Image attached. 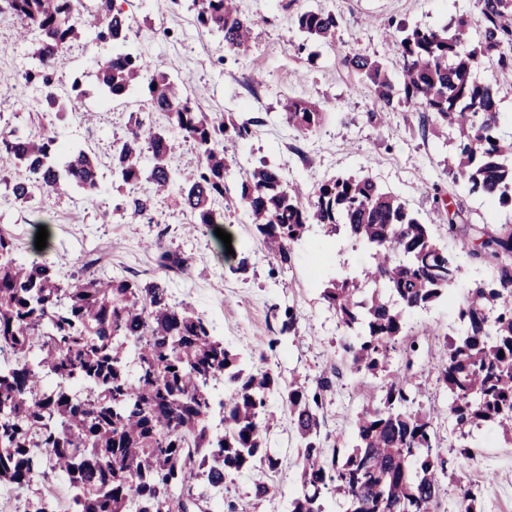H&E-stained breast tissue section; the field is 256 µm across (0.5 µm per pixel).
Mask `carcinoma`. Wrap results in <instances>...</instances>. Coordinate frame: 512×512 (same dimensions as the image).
I'll list each match as a JSON object with an SVG mask.
<instances>
[{
	"mask_svg": "<svg viewBox=\"0 0 512 512\" xmlns=\"http://www.w3.org/2000/svg\"><path fill=\"white\" fill-rule=\"evenodd\" d=\"M197 22L223 34L224 50L239 52L258 20L236 0H191ZM100 0L83 11L81 0H0V14L21 23L20 36L39 34L38 65L24 79L43 90L47 112L75 111L85 95L75 79L59 88L54 64L60 51L87 32L112 44V56L97 63L99 91L119 98L144 87L150 109L193 143L198 161L183 175L170 163L167 133L150 118H138L112 149V176L141 180L152 191L172 193L198 224L223 227L224 179L231 163L224 139L253 135L254 122L212 117L192 106L187 88L139 56L120 51L128 18ZM474 17H461L454 31L414 28L401 40V80L372 57L348 50L341 62L372 88L377 112L388 114L401 100L432 114L435 131L459 133L446 174L469 191L512 209V134L502 131L494 85L473 77L483 59L512 70V0H477ZM297 30L335 45L340 21L322 10L300 13ZM480 38L470 43V30ZM288 126L316 130L323 112L302 99L283 106ZM0 152L16 169L9 182L15 199L74 186L89 196L101 191L96 156L82 148L61 149L57 135L0 132ZM240 203L270 259L286 263L291 244L313 224L345 232L368 255L361 274L328 282L323 298L353 340L343 356L359 374L386 380L382 398L363 407L343 452L325 454L320 441L327 395L336 389L337 368L322 372L316 386L291 382L283 389L270 370L240 367V354L213 335L212 325L189 305H172L160 283L141 285L103 279L96 260L82 263V276L64 284L55 266L19 257L0 235V485L24 488L47 472L68 483L62 506L52 495L26 501L25 512H188L195 488L222 492L231 472L278 461L265 437L277 422L269 402L278 391L288 410L301 462V490L289 512H326L323 495L343 494L347 512H436L446 461L434 430L435 409L418 405L412 380L389 370L397 349L413 356L418 338L407 315L448 297L460 257L479 259L496 271L490 282L468 289L459 307L456 338L435 337L429 370L449 397L459 438L487 424L512 437V221L473 228L458 212L436 210L434 222L458 245H441L394 194L370 176L337 175L323 181L303 206L280 172L267 164L240 184ZM133 218L147 215L150 196L128 202ZM161 266L174 274L187 258L166 250ZM299 317L286 308L269 345L297 333ZM223 383L227 395L216 399Z\"/></svg>",
	"mask_w": 512,
	"mask_h": 512,
	"instance_id": "obj_1",
	"label": "carcinoma"
}]
</instances>
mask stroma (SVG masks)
I'll list each match as a JSON object with an SVG mask.
<instances>
[{
    "label": "stroma",
    "instance_id": "stroma-1",
    "mask_svg": "<svg viewBox=\"0 0 512 512\" xmlns=\"http://www.w3.org/2000/svg\"><path fill=\"white\" fill-rule=\"evenodd\" d=\"M115 5L129 18L128 46L184 83L200 111L256 120L252 138L224 143L232 161L225 180L224 225L234 237L238 257L246 258L247 269L230 271L210 228L195 223L166 198H154L151 221L132 222L127 202L149 194L151 186L145 181L134 187L113 183L112 146L126 137L136 117L150 116L160 127L167 119L149 112L147 96L139 90L121 100L102 101L96 63L109 54V46L80 39L57 58V79L66 85L80 80L87 92L75 112L61 117L40 109V88L23 78L34 64L37 34L21 41L18 22L4 14L0 130L35 135L51 129L68 146L91 151L98 160L102 190L89 198L65 187L24 205L8 190L12 163L0 158V235L12 239L19 256L55 263L64 283L92 258L98 261L100 275L165 283L171 303L190 304L211 321L215 336L247 360H262L281 383L296 379L312 388L322 371L338 368L340 377L328 397L321 428L323 448L332 452L338 437L352 433L357 413L382 395V380L352 372L342 358L340 345L349 333L322 298L328 280L339 273L359 274L367 259L352 250L349 240L327 235L315 225L292 244L290 262L271 261L239 202L241 178L263 162L278 167L284 184L306 202L323 180L369 175L404 201L421 222L431 223L434 236L442 234L431 222L440 206L460 211L466 225L498 223L499 213L487 199L470 195L463 183L448 178L444 162L455 148V137L422 132V112L414 106L376 115L369 86L340 59L342 51L353 49L399 69L403 29L454 26L459 17L476 14V0H238L243 14L262 23L249 46L236 53L225 52L221 34L200 27L188 7L173 6L170 0H116ZM309 9L340 18L341 46H315L297 31V15ZM288 97L323 110L325 119L316 132L304 134L288 126L282 111ZM42 226L48 238L39 250L35 239ZM162 246L187 258L183 274L168 273L159 265ZM493 273L481 261H467L449 299L410 313L408 331L418 335L421 347L431 345L432 335H457L458 309L469 287ZM289 307L300 315L297 333L281 346L269 347L277 326L274 313ZM427 328L432 331L428 337L423 334ZM414 373L417 401L441 408L434 424L447 476L438 512H462L463 488L472 483L480 487L482 512H512V442L496 426L487 425L468 439L472 456L461 455L445 392L422 366H415ZM272 403L280 419L267 438V450L278 461L277 469L267 474L271 494L256 499L253 473L244 470L225 479L223 498L204 496L190 512H222L227 502L234 504L235 512H288L300 485L297 448L280 396H273ZM44 493L66 501L68 484L50 475L20 490L0 487V512H24L27 499Z\"/></svg>",
    "mask_w": 512,
    "mask_h": 512
}]
</instances>
